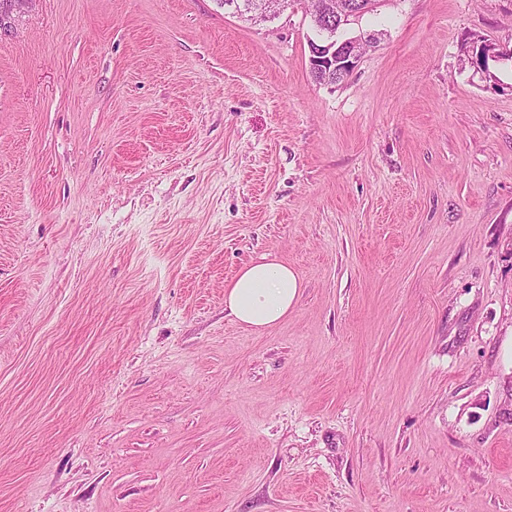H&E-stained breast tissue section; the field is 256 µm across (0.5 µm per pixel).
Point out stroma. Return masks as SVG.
<instances>
[{"mask_svg":"<svg viewBox=\"0 0 512 512\" xmlns=\"http://www.w3.org/2000/svg\"><path fill=\"white\" fill-rule=\"evenodd\" d=\"M36 0L0 36V512H512V0ZM302 282L263 332L246 262ZM219 2L224 11H232L233 14H243L244 18L254 23L266 22L279 16L288 8L295 5H303L299 0H246L241 9L235 10L239 1L243 0H215ZM259 2V3H258ZM373 2L368 0H359L357 4L336 5V23L326 22L331 16L332 5L328 4V10L325 14H314L304 5L306 14L310 15L314 38H309V63L316 66L317 62L323 63L325 70V79L327 82L336 84V78L341 81L346 79L357 66L361 52L359 44L362 37L343 38L344 27L358 23L363 16L373 7ZM375 11L373 9L370 12ZM369 12V13H370ZM336 24V32H332ZM301 283L293 269L266 257L244 265L224 288V307L258 331L279 324L297 303Z\"/></svg>","mask_w":512,"mask_h":512,"instance_id":"obj_1","label":"stroma"}]
</instances>
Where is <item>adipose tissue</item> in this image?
I'll use <instances>...</instances> for the list:
<instances>
[{
    "label": "adipose tissue",
    "instance_id": "adipose-tissue-1",
    "mask_svg": "<svg viewBox=\"0 0 512 512\" xmlns=\"http://www.w3.org/2000/svg\"><path fill=\"white\" fill-rule=\"evenodd\" d=\"M300 286L288 265L263 258L244 265L227 284L224 306L241 324L264 330L287 317Z\"/></svg>",
    "mask_w": 512,
    "mask_h": 512
}]
</instances>
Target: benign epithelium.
<instances>
[{"label":"benign epithelium","instance_id":"obj_1","mask_svg":"<svg viewBox=\"0 0 512 512\" xmlns=\"http://www.w3.org/2000/svg\"><path fill=\"white\" fill-rule=\"evenodd\" d=\"M35 0H0V8L16 17L28 11ZM301 4V0H245L238 13L254 23L266 22L282 14L288 8ZM373 7L370 0L336 6V21L329 20L330 12L310 14L314 38L309 40L312 65L323 63L326 81L346 79L357 66L362 37L344 38V27L357 23Z\"/></svg>","mask_w":512,"mask_h":512}]
</instances>
